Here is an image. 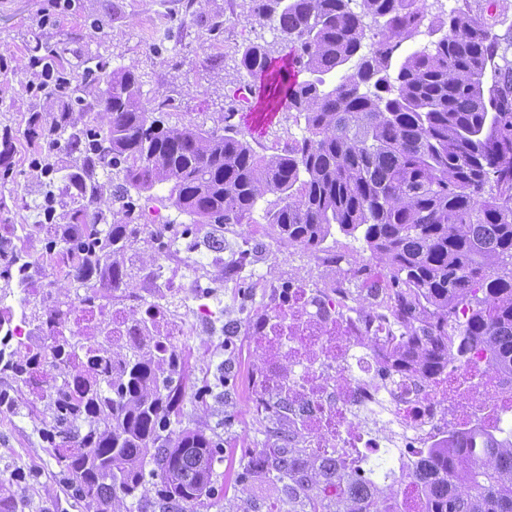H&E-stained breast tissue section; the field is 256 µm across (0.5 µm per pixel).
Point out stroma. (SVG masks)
I'll return each mask as SVG.
<instances>
[{
	"label": "stroma",
	"mask_w": 512,
	"mask_h": 512,
	"mask_svg": "<svg viewBox=\"0 0 512 512\" xmlns=\"http://www.w3.org/2000/svg\"><path fill=\"white\" fill-rule=\"evenodd\" d=\"M429 15L449 18L465 10L483 23L496 40V64L512 63V0H426ZM51 21H44V14ZM250 0H73L70 7L51 11L49 0H0V56L8 60L0 69V125L14 135L10 155L11 175L0 179V225L37 224L40 205L47 193L57 196L58 223L69 221L71 203L62 188L71 173L81 167L78 155L56 153L57 172L45 177L32 166V156L43 141L28 134L31 113L51 122L70 105L68 98L36 99L26 92L32 75L25 64L40 53L66 67L72 84L86 87L85 102L75 105V118L96 105L113 71L132 70L140 84L141 100L155 117L170 127L197 124L222 129L232 122L253 148L282 149L288 140L301 137L302 126L286 111H276L271 121L257 125L254 113L267 106L254 92L259 82L240 65L244 47L253 33L274 56H283L277 18L254 24ZM94 68L96 80L86 85L85 70ZM274 195L260 199L246 224L199 225L201 240H221L225 256H233L241 242L261 235L264 243L251 267L240 275L250 288L249 299L226 286V265L213 261L207 250L185 261L186 272L210 275L211 303L225 319L240 316L244 306H266L267 281L298 277L323 286L340 277V270L322 269L315 256L279 239L268 224L266 212ZM180 349L184 358L185 398L179 416L180 429L198 431L223 440L224 460L214 467L210 490L195 506L196 512H243L244 507L267 506L277 501L280 512H292L280 484L256 474L237 482L236 474L247 460L241 451L260 448L266 442L264 425L250 411L247 393L215 385L206 402H197L195 391L206 373L236 365L238 371L256 368L260 355L248 336H238L232 348L211 330L189 333ZM50 412L47 403L20 401L12 412L0 413V497H7L13 512H87L84 503L67 485L47 451L43 437Z\"/></svg>",
	"instance_id": "35a3bbf8"
}]
</instances>
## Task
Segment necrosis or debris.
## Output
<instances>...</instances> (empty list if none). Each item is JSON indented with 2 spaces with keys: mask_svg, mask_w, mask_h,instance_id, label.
<instances>
[{
  "mask_svg": "<svg viewBox=\"0 0 512 512\" xmlns=\"http://www.w3.org/2000/svg\"><path fill=\"white\" fill-rule=\"evenodd\" d=\"M13 237L12 227L0 229V266L6 278L33 284L37 269L12 247ZM145 275L161 288V297L149 302L138 291L119 290L106 312L56 307L37 322L15 310L9 293L0 294V359L11 360L21 344L69 334L104 315L119 349L141 347L173 365L188 322L211 327L220 316L202 302L178 313L165 299L171 291L185 297L205 292L204 276L186 277L172 264L148 267ZM269 295L268 309L246 313L252 347L264 357L241 380L254 417L261 421L276 411L299 448L335 462L354 486L393 483L384 512H426L421 481L397 484L392 473L375 470L390 450L398 452V470L411 471L448 428L465 431L478 422L512 427V381L492 374L482 355L437 381L392 366L388 349L378 342L393 333L388 300L362 305L342 277L320 291L300 279L273 283ZM78 362L81 374L61 388L52 367L28 374L25 396L80 399L102 381L104 371L91 355H80Z\"/></svg>",
  "mask_w": 512,
  "mask_h": 512,
  "instance_id": "1",
  "label": "necrosis or debris"
}]
</instances>
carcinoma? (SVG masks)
<instances>
[{
    "instance_id": "cac0c4a2",
    "label": "carcinoma",
    "mask_w": 512,
    "mask_h": 512,
    "mask_svg": "<svg viewBox=\"0 0 512 512\" xmlns=\"http://www.w3.org/2000/svg\"><path fill=\"white\" fill-rule=\"evenodd\" d=\"M254 2L257 19L279 16L286 58L312 75L280 78L259 44L242 54L244 68L264 77L258 94L304 120L305 133L284 152L256 153L228 115L222 134L150 119L130 70L112 73L99 101L108 116L104 131L80 128L64 112L52 128L30 117L31 136L88 164L65 184L81 226L70 245L77 261L69 280L84 289L78 303L101 308L91 285L102 263L111 262L112 281L129 277L118 256L143 216L130 189L166 183L168 200L200 224H242L273 194L280 206L267 221L290 245L318 252L335 225L362 233L385 294L402 298L412 317L399 330L398 367L436 378L480 352L512 378V98L505 91L484 96L482 79L495 58L489 32L460 10L449 32L406 55L394 74L393 59L427 19L425 0ZM367 16L383 20L370 35ZM344 66L340 82L326 85L324 76ZM97 166L123 172L112 184L110 224L89 212ZM491 182L496 193L486 197ZM71 344L103 364L114 355L100 324L78 341L52 336L26 346L0 373L19 384L57 348L61 381ZM161 366L149 355L125 356L106 384L52 411L50 455L92 512L140 500L148 483L162 512H192L209 489L224 445L200 432L172 439L184 395L179 383L155 387ZM428 466L435 479L424 488L427 512H512V433L451 429L447 445L431 449ZM255 471L287 487L297 512H380L375 494L348 487L336 465L290 446L286 433L249 455L240 479Z\"/></svg>"
}]
</instances>
